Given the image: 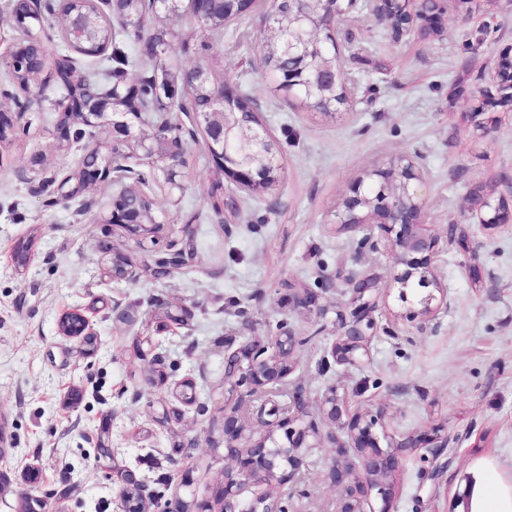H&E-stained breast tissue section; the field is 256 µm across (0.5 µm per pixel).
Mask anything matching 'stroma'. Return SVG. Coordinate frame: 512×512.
Segmentation results:
<instances>
[{"instance_id":"35a3bbf8","label":"stroma","mask_w":512,"mask_h":512,"mask_svg":"<svg viewBox=\"0 0 512 512\" xmlns=\"http://www.w3.org/2000/svg\"><path fill=\"white\" fill-rule=\"evenodd\" d=\"M271 10V0H254L218 35L202 33L187 11L174 21L191 46L177 52L179 66L220 55L221 73L252 99L279 142L281 177L261 194L222 183L237 209L225 221L212 207L219 176L205 144L188 140L175 182L160 172L146 177V192L167 215V239L193 251L189 270L158 281L102 275L101 243L128 248L123 230L101 221L112 184L55 201L47 184L77 169L82 152L55 148V89L20 90L0 60V106L28 105L16 136L0 143V430L7 437L0 512H25L18 490L31 468L41 473L38 498L57 512H118L120 485L98 462L104 424L115 457L139 473L147 494L214 502L233 467L221 446L222 407L247 395L243 387L224 393V338L262 339L280 321L303 341L290 357L289 381L304 387L307 417L323 431L332 426L320 403L337 386L352 407L377 416L384 443L430 430L444 445L436 458L423 448L403 457L394 512H460L477 469L491 484L512 486V225L484 229L468 210L477 190L512 199V115L475 121L470 103L450 95L460 80L490 87L499 52L512 46V0H468L463 8L447 0L437 32L399 40L378 18L349 8L338 39L353 98L329 115L300 109L268 83ZM401 157L421 175L431 234L448 241L437 267L447 305L429 320L405 319L408 305L389 285L394 263L384 238L363 246L358 233L336 226L358 178ZM182 224L190 236L179 234ZM453 231L465 234L466 247L450 240ZM27 240L28 263L15 267L12 248ZM474 266L481 282L471 278ZM366 275L379 279L381 309L368 363L346 367L330 354L336 315L351 313L352 282ZM299 287L318 292L326 317L289 301V289ZM162 304L188 307L186 325L166 326ZM76 306L90 311L96 354H82L58 330L61 314ZM142 332L165 359L167 381L158 389L127 363V342ZM186 379L196 385L191 406L180 399ZM161 396L180 411L168 431L153 422ZM193 438L190 452L174 451V440ZM188 455L194 483L185 488L178 470ZM334 455L327 437L305 454L283 490L290 512H336L342 489L327 477Z\"/></svg>"}]
</instances>
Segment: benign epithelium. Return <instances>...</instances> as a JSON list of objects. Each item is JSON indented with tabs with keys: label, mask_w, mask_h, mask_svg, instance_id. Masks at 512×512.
Listing matches in <instances>:
<instances>
[{
	"label": "benign epithelium",
	"mask_w": 512,
	"mask_h": 512,
	"mask_svg": "<svg viewBox=\"0 0 512 512\" xmlns=\"http://www.w3.org/2000/svg\"><path fill=\"white\" fill-rule=\"evenodd\" d=\"M304 0H272L271 13L292 14L301 17ZM323 5L327 11L319 13L318 26L308 31L309 39L315 42L336 40V24L342 20L346 10L342 7L344 0H309ZM431 4L424 10L420 22L413 29L422 33L437 28L442 22L443 9L440 0H421ZM204 81L206 72L201 69L184 70L180 67L167 69L155 76L161 85V91L172 94L181 77ZM82 72L74 62L68 60L54 66L46 72L44 83L54 86L61 80L75 85L80 82ZM340 78L339 71L332 63L326 62L316 67L313 88L319 94L329 91ZM132 86L123 91L113 88L109 95L103 97L96 112L84 113L85 122L92 127H103L109 132L113 143H137L140 155L149 159L165 162L164 171L170 182H175L177 168L185 164L186 147L182 137H174L162 123L150 125L151 132L146 133L130 125L127 121L111 112L112 102L122 94H130ZM241 99L237 85L229 83L217 97L224 107L222 112L191 113L192 125L203 127L207 132L208 145L215 152H220L224 137L232 136L239 150L234 155L224 154L218 158L216 166L224 169V177L230 182L250 189L266 180L268 170L276 152L270 141L262 134L260 124L252 119L250 112H234L237 100ZM84 158L92 160L95 181L110 180L117 187L116 194H121L124 180L130 166L122 156H114L105 164L97 161L95 143L82 146ZM375 176L386 185L395 186L389 199L381 196L370 197L361 183L355 184L352 195L346 197L342 209L337 213L340 229L349 231H366L361 244H366L374 230L382 232L387 245L393 252L394 271L391 275V287L399 289L400 295H406V289L413 283L435 284L442 289L434 278L433 269L439 252V240L429 232L425 224V202L412 187V182L419 179L413 163L400 158L388 168L378 170ZM469 211L480 216L483 226L492 229L512 223V207L505 211L495 208L487 197L469 201ZM121 216L110 208L102 223L114 224L122 228L132 241L134 248L129 252H113L107 245L102 250L111 256L112 272L120 273L124 279L136 277L135 258L148 259L159 244L162 224H143L137 219L139 210L130 207ZM188 253L177 247L176 241L167 244L166 256L158 262L166 265L169 272H174L187 264ZM377 278L362 277L353 284L352 303L354 311L352 320L346 321L343 314H336V321L341 324L343 333L336 337L331 354L340 364L357 365L369 355V342L372 330L376 326L375 312L379 310ZM288 298L298 304L313 308L322 314L325 309L320 304L319 294L310 288H290ZM298 341L287 332L270 336L264 341L252 340L234 345V340L224 338V348L229 353L224 356V371L229 373L225 380L230 390L241 386L249 388L252 396L263 391L280 388L286 381L291 367L289 358ZM292 412L280 410L272 404L255 409L258 417L268 416L265 425L269 427L264 434L253 437L246 434L243 414L238 410H224L223 435L225 457L235 463V467L224 472V483L218 489L223 503L222 512H288V501L280 495L256 493L248 509L242 508V492L268 480L282 486L292 481L303 465L302 449L316 448L324 436L316 424L305 422L299 414L307 405L306 391L297 385L288 392ZM322 413L334 426L345 431L344 441L330 435L336 458L329 468L328 477L336 485L345 486V494L340 501L337 512H363V503L371 494H376L381 506L377 512H392L396 495L393 476L399 465L400 454L415 448H427L433 443L429 434L423 432L407 443L394 448L383 449L375 426L377 418L365 416L352 411L346 404L345 395L333 387L322 401ZM285 429V440L274 436L271 427ZM136 491L143 504V512H150L144 495V481L131 470L121 473L120 507L127 512L126 496Z\"/></svg>",
	"instance_id": "benign-epithelium-1"
}]
</instances>
